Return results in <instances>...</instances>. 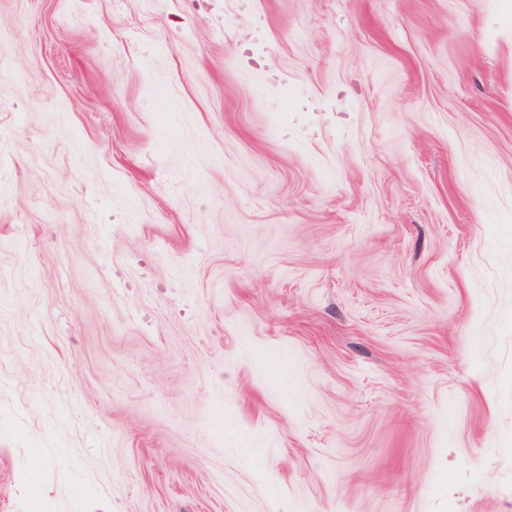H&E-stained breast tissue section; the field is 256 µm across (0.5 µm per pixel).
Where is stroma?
Instances as JSON below:
<instances>
[{
	"label": "stroma",
	"mask_w": 512,
	"mask_h": 512,
	"mask_svg": "<svg viewBox=\"0 0 512 512\" xmlns=\"http://www.w3.org/2000/svg\"><path fill=\"white\" fill-rule=\"evenodd\" d=\"M0 512H512V0H0Z\"/></svg>",
	"instance_id": "1"
}]
</instances>
